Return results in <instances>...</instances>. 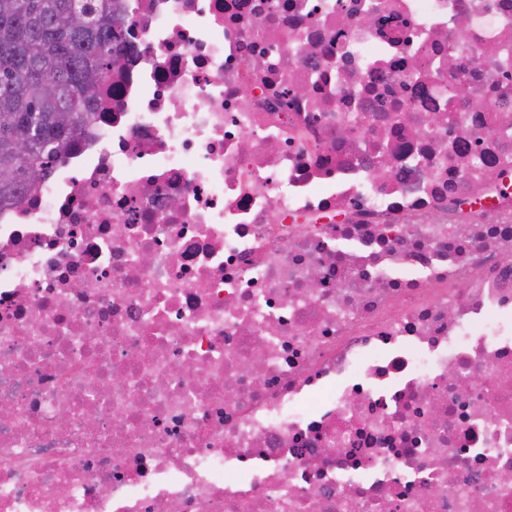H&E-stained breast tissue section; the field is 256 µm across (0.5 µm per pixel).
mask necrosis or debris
Here are the masks:
<instances>
[{
  "instance_id": "1",
  "label": "necrosis or debris",
  "mask_w": 512,
  "mask_h": 512,
  "mask_svg": "<svg viewBox=\"0 0 512 512\" xmlns=\"http://www.w3.org/2000/svg\"><path fill=\"white\" fill-rule=\"evenodd\" d=\"M115 5L0 208V512H512V0Z\"/></svg>"
}]
</instances>
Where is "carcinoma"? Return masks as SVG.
<instances>
[{
  "label": "carcinoma",
  "instance_id": "1",
  "mask_svg": "<svg viewBox=\"0 0 512 512\" xmlns=\"http://www.w3.org/2000/svg\"><path fill=\"white\" fill-rule=\"evenodd\" d=\"M112 2L0 0L1 205L35 185L13 154L16 131L30 132L27 161L43 173L84 134L92 92L121 50Z\"/></svg>",
  "mask_w": 512,
  "mask_h": 512
}]
</instances>
